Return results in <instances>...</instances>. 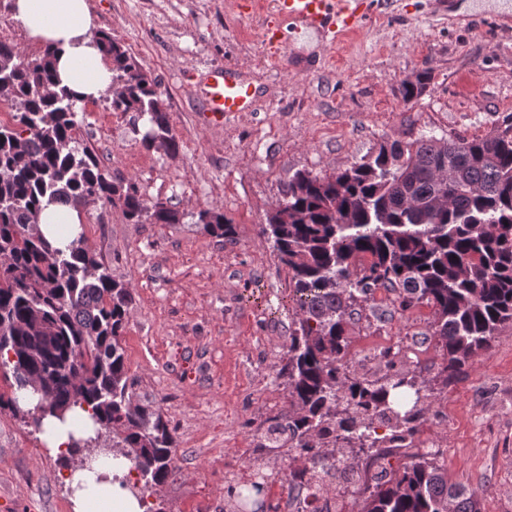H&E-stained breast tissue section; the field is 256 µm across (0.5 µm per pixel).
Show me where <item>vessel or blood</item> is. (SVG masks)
<instances>
[{"instance_id":"vessel-or-blood-1","label":"vessel or blood","mask_w":512,"mask_h":512,"mask_svg":"<svg viewBox=\"0 0 512 512\" xmlns=\"http://www.w3.org/2000/svg\"><path fill=\"white\" fill-rule=\"evenodd\" d=\"M360 4L361 0H275L276 19L264 27L263 40L272 49L282 45L286 34L279 22L283 19L293 21L296 36L319 34L339 40L366 22ZM196 96L203 111L213 115L249 112L256 89L236 66L214 65L202 75Z\"/></svg>"}]
</instances>
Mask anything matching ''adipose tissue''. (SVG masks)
Here are the masks:
<instances>
[{
    "mask_svg": "<svg viewBox=\"0 0 512 512\" xmlns=\"http://www.w3.org/2000/svg\"><path fill=\"white\" fill-rule=\"evenodd\" d=\"M14 11L28 36L54 55L60 86L78 102L100 97L110 90L112 67L90 40L94 17L87 0H14ZM82 222L72 206L44 203L40 232L59 249H67ZM88 413L70 412L65 418L45 417L42 436L55 453H68L70 433L91 425ZM74 512H141L138 502L118 486L91 485L75 494Z\"/></svg>",
    "mask_w": 512,
    "mask_h": 512,
    "instance_id": "adipose-tissue-1",
    "label": "adipose tissue"
}]
</instances>
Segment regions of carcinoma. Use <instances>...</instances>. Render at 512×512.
<instances>
[{
	"label": "carcinoma",
	"instance_id": "obj_1",
	"mask_svg": "<svg viewBox=\"0 0 512 512\" xmlns=\"http://www.w3.org/2000/svg\"><path fill=\"white\" fill-rule=\"evenodd\" d=\"M94 43L122 84L109 94L112 111L146 120L145 149L176 151L156 84L111 34L97 33ZM53 85L49 50L26 58L0 40V102L15 108L0 121V368L11 369L17 391L29 377L40 382L27 410L38 432L47 415L91 411L94 435L71 438L70 452L96 453L108 438L112 457L140 474L133 495L144 512H161L147 499L169 478L176 444L160 410L132 399L122 345L130 289L81 242L53 248L36 223L46 196L75 207L103 201L131 224H177L181 215L167 201L147 204L135 183L100 163L78 137L75 99ZM285 196L287 209L269 215L262 232L292 285L295 319L281 369L290 409L270 419L257 450L285 448L302 459L278 478L305 493V512H322L331 490L363 494L360 512H481L477 493L448 484L426 455L382 469L371 484L336 447L355 444L376 461L414 436L424 416L415 378L347 372L348 320L374 290L394 294L402 311L433 309L445 384L512 323V116L470 140H383L331 176L295 173ZM198 222L215 237L234 235L222 213L203 210ZM407 390L414 400L405 410ZM264 491L261 482L230 484L227 505L237 509Z\"/></svg>",
	"mask_w": 512,
	"mask_h": 512
}]
</instances>
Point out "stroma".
<instances>
[{"mask_svg":"<svg viewBox=\"0 0 512 512\" xmlns=\"http://www.w3.org/2000/svg\"><path fill=\"white\" fill-rule=\"evenodd\" d=\"M95 28L121 41L158 84L177 152L144 149L132 117L106 98L80 105L79 137L102 165L177 224L128 223L103 202L83 213L85 244L133 301L122 336L135 402L159 407L175 439L174 470L153 497L162 512H211L224 463L244 466L269 418L288 410L284 365L295 314L289 277L262 234L298 171L350 167L382 140L483 136L512 114V15L458 18L449 0H364L368 20L340 42L298 37L271 50L261 27L273 0H89ZM242 68L253 111L215 119L193 94L200 70ZM428 71L405 99L407 78ZM224 213L233 240L209 235L200 211ZM433 310L400 311L379 289L348 324V368L417 380L427 407L415 452L477 492L482 512H512V325L451 383L431 336ZM400 353L378 355L384 336ZM64 466L23 414L0 408V512H73Z\"/></svg>","mask_w":512,"mask_h":512,"instance_id":"35a3bbf8","label":"stroma"}]
</instances>
